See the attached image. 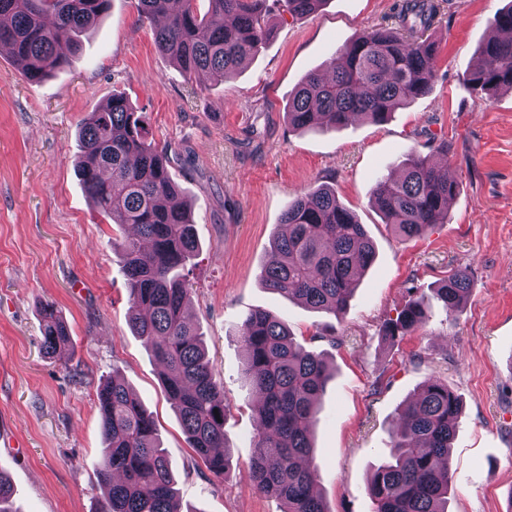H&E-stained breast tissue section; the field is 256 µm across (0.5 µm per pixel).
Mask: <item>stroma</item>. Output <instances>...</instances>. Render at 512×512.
<instances>
[{
	"mask_svg": "<svg viewBox=\"0 0 512 512\" xmlns=\"http://www.w3.org/2000/svg\"><path fill=\"white\" fill-rule=\"evenodd\" d=\"M511 1L451 0L434 30L432 90L384 123L359 118L328 130L289 127V97L358 34L391 26L394 0H327L309 16L276 18L260 52L218 84L185 80L135 0H110L41 83L0 51V471L14 512H99L96 392L115 375L156 421L183 512H280L244 475L255 411L234 328L256 309L285 321L334 369L311 427L328 512H374L367 481L431 376L463 403L451 512H512V92L488 97L464 81L492 17ZM115 91L144 113L156 144L180 153L170 170L200 238L189 313L224 384L230 466L220 482L190 447L148 344L129 328L122 257L112 249L126 229L97 213L76 176L77 124ZM443 142L457 192L440 223L401 238L373 208L372 191L407 153L431 157ZM322 184L376 249L341 316L260 278L289 201ZM459 267L470 269L473 288L449 315L433 290ZM419 298L428 302L424 324L385 342L384 324ZM44 301L70 327L73 349L60 357L42 351Z\"/></svg>",
	"mask_w": 512,
	"mask_h": 512,
	"instance_id": "1",
	"label": "stroma"
}]
</instances>
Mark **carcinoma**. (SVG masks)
I'll return each instance as SVG.
<instances>
[{
    "instance_id": "cac0c4a2",
    "label": "carcinoma",
    "mask_w": 512,
    "mask_h": 512,
    "mask_svg": "<svg viewBox=\"0 0 512 512\" xmlns=\"http://www.w3.org/2000/svg\"><path fill=\"white\" fill-rule=\"evenodd\" d=\"M110 0H0V47L31 84L67 60L64 44L94 25ZM136 0L141 17L155 23V44L188 78L204 72L215 81L240 69L272 37L275 12L293 17L326 0ZM449 0H396L394 26L359 34L332 61L329 75L308 74L288 102L289 124L299 130L343 126L355 117L381 123L428 94L435 79L436 44L427 32ZM512 31V2L490 21ZM465 81L487 95L512 90V40L490 39ZM77 175L96 210L128 224L121 244L128 281L130 323L145 338L160 367L161 383L195 454L214 479L224 480L222 387L209 366L203 336L186 317L190 280L185 270L200 240L182 188L171 177L172 147H158L143 116L122 92L78 124ZM400 178L380 180L373 206L401 237L424 234L448 211L456 183L427 156L410 154ZM261 270L266 288L333 315L346 312L360 275L373 263L365 226L327 187L293 198ZM473 287L459 268L434 289L449 313ZM42 350L54 356L71 344L70 328L52 303L40 306ZM425 318L424 301L406 306L383 336L395 340ZM245 350L244 374L256 392V453L245 475L261 493L284 504L283 512H328L304 464L312 453L310 426L330 379L325 359L297 342L288 325L265 310L235 328ZM108 445L99 480L101 512H181L175 477L153 416L117 377L97 393ZM462 415L448 383L430 377L400 415L386 460L371 474L367 492L375 512H448L452 494L450 448Z\"/></svg>"
}]
</instances>
